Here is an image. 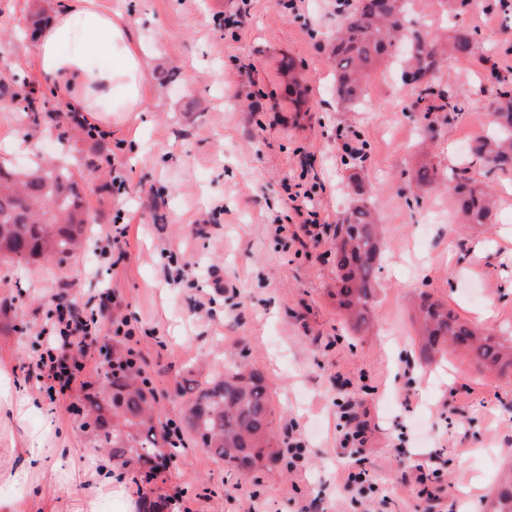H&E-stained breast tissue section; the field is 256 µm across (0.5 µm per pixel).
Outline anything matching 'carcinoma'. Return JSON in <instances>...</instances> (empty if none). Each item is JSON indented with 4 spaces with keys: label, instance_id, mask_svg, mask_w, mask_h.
<instances>
[{
    "label": "carcinoma",
    "instance_id": "cac0c4a2",
    "mask_svg": "<svg viewBox=\"0 0 512 512\" xmlns=\"http://www.w3.org/2000/svg\"><path fill=\"white\" fill-rule=\"evenodd\" d=\"M409 0H352L343 10L332 45L336 63V95L348 103L360 101L372 68L408 41L409 64L403 78L415 75L420 82L416 105L423 119L444 113L449 123L463 111L462 91L452 82H441L439 72L450 57L467 59L481 55L477 33L461 32L441 44L422 27L409 28ZM494 109L489 112L493 134L470 147L471 157L495 170H512V78L495 76ZM26 84L0 97L6 109L22 102V111L33 124L40 112L34 92ZM435 168L415 172V194L436 179ZM449 187L456 194L465 224H486L495 208L489 187H480L470 168L450 170ZM86 232L85 217L73 172L66 166L34 163L18 168L0 161V259L30 263L39 259H63L78 249ZM383 247L368 202L359 198L336 225V299L354 330L368 322L370 305ZM420 358L426 363L454 353L469 356L482 372L512 373V326L495 336L462 320L448 304L423 292L416 305ZM101 393L84 397L83 408L91 418L87 426L98 447L112 449V465L125 467L134 455L149 466L172 457L177 449L161 425L151 382L135 362L115 357L107 362ZM180 425L194 433L205 451L241 469L266 459L279 462L278 440L272 429L269 397L262 376L228 369L194 390ZM493 512H512V476L498 484Z\"/></svg>",
    "mask_w": 512,
    "mask_h": 512
}]
</instances>
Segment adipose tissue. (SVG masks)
<instances>
[{
	"label": "adipose tissue",
	"mask_w": 512,
	"mask_h": 512,
	"mask_svg": "<svg viewBox=\"0 0 512 512\" xmlns=\"http://www.w3.org/2000/svg\"><path fill=\"white\" fill-rule=\"evenodd\" d=\"M34 65L71 109L93 113L108 99L139 120L146 63L125 21L99 0H68L44 30Z\"/></svg>",
	"instance_id": "ef3b65f1"
}]
</instances>
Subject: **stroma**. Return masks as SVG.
<instances>
[{
  "label": "stroma",
  "instance_id": "obj_1",
  "mask_svg": "<svg viewBox=\"0 0 512 512\" xmlns=\"http://www.w3.org/2000/svg\"><path fill=\"white\" fill-rule=\"evenodd\" d=\"M64 4L0 0V84L25 77L45 103L37 126L0 111V156L68 165L88 218L82 252L0 262V394L36 400L0 410V468L26 467L32 439L50 449L24 512H86L85 479L69 460L92 453L111 468L80 410L86 392L101 391L102 352L112 347L132 350L165 421L183 415L185 378L260 372L280 448L303 447L300 461L286 455L247 473L184 434L154 480L133 464L113 482L101 499L112 512L176 493L188 512H486L512 469V374L480 373L462 355L424 364L411 307L426 291L489 332L512 324V170L486 172L468 153L494 93L484 64L449 62L468 106L431 129L393 60L378 65L359 105L337 99L336 0H105L139 39L149 77L141 121L97 113L104 136L94 140L32 65L33 20ZM409 14L441 40L463 30L490 38L498 69L512 73V12L498 0L462 13L448 0H410ZM348 141L364 145L354 169ZM461 163L493 187L492 223H458L442 182L412 196L420 167L444 175ZM294 183L311 189L317 225L297 213L286 190ZM360 192L384 243L367 333L347 325L333 294L334 231ZM117 224L126 234L103 260L95 244ZM106 296L97 335L69 353L86 387L48 397L36 380L48 309L63 298L87 312ZM122 319L136 335L116 343L112 323ZM342 399L366 423L363 444L344 441ZM358 469L375 493L347 484Z\"/></svg>",
  "mask_w": 512,
  "mask_h": 512
}]
</instances>
